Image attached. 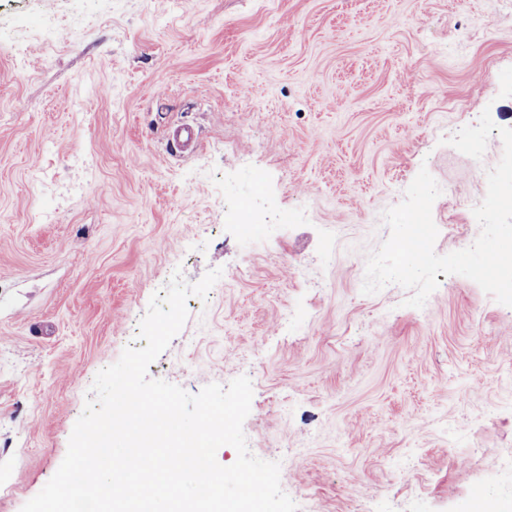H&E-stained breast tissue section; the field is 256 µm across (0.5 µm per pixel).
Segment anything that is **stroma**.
<instances>
[{"instance_id": "stroma-1", "label": "stroma", "mask_w": 512, "mask_h": 512, "mask_svg": "<svg viewBox=\"0 0 512 512\" xmlns=\"http://www.w3.org/2000/svg\"><path fill=\"white\" fill-rule=\"evenodd\" d=\"M486 110L512 127V0H0V512L151 296L217 267L148 376H248V447L299 512H476V483L512 512V307L461 275L420 309L362 292L421 168L436 253L468 247L445 227L503 144L447 139ZM198 131L191 124H181L175 127L169 135V144L182 155L194 147L198 140Z\"/></svg>"}]
</instances>
